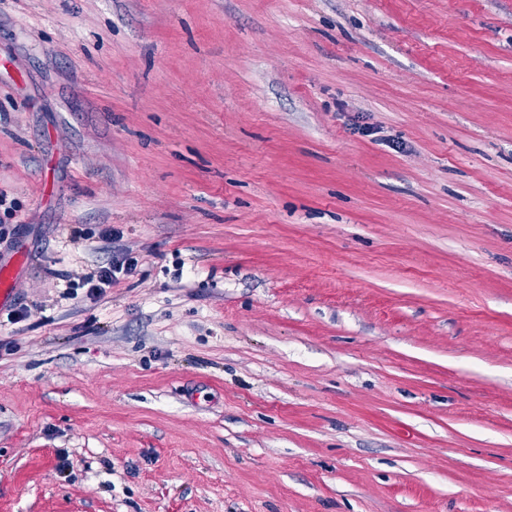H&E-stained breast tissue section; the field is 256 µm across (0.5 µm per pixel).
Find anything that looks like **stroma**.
Instances as JSON below:
<instances>
[{
    "mask_svg": "<svg viewBox=\"0 0 512 512\" xmlns=\"http://www.w3.org/2000/svg\"><path fill=\"white\" fill-rule=\"evenodd\" d=\"M0 192V512H512V0H0ZM136 266L137 261L128 257L116 260L114 263H108L105 266H99L84 277L82 286L88 288L90 295H94L100 291L101 288H104V286L112 285V282L116 279V273L122 271L126 274L131 273L136 269Z\"/></svg>",
    "mask_w": 512,
    "mask_h": 512,
    "instance_id": "35a3bbf8",
    "label": "stroma"
}]
</instances>
